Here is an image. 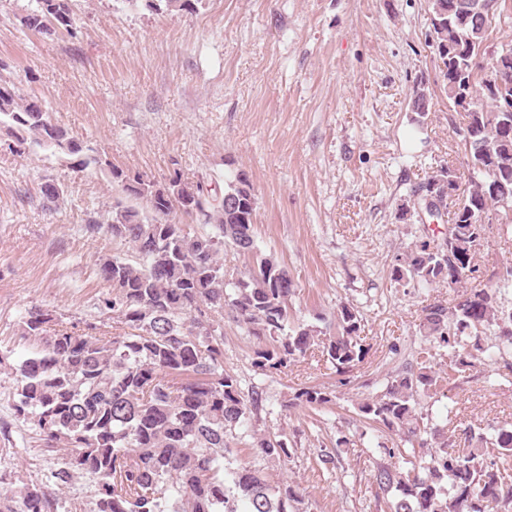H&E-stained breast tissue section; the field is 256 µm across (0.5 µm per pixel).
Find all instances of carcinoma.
<instances>
[{
    "instance_id": "1",
    "label": "carcinoma",
    "mask_w": 512,
    "mask_h": 512,
    "mask_svg": "<svg viewBox=\"0 0 512 512\" xmlns=\"http://www.w3.org/2000/svg\"><path fill=\"white\" fill-rule=\"evenodd\" d=\"M150 9L193 8L194 0H144ZM451 0H430L433 38L453 99L455 78L464 77L476 111L459 128L467 155L463 202L453 212L448 236L437 247L414 244L395 258L396 280L428 288H456L479 272L477 249L485 239V216L512 206V73L498 75L478 38L482 21L448 14ZM27 29L51 36L76 33L72 0H36L21 18ZM21 144L52 151L79 168L106 170L118 196L108 223L83 226L90 237L106 234L130 253L100 260L101 280L111 288L102 309L112 312L116 332L94 322L82 332L33 306L21 321L30 356L16 368L15 417L39 429L48 455L59 447L52 482L25 486L19 500L0 499V512H58L59 492L76 474L94 479L89 512H311L294 488L272 484L257 462L290 458L288 436L258 433L252 420L266 397L245 391L224 368V318L263 343L253 362L264 375L320 353L338 371L363 360L361 319L343 306L335 332L294 320V281L270 256L245 270L224 271V248L255 249L256 196L244 174L224 185L188 182L177 169L162 182L113 167L67 130L52 123L35 98L22 99L0 84V126ZM455 177L442 166L414 193L439 191ZM46 204L64 195L61 185L41 188ZM461 267L448 264V254ZM512 288V271L491 284L465 288L450 306L422 309L420 331L448 348V377L474 366L486 349L479 336L492 332L512 347V310L498 294ZM442 380L422 365L398 372L385 391L365 400L359 412L387 436L419 447L426 459L404 471L390 463L373 479L386 512H512V425L487 434L463 430L467 448L455 449L448 431L421 411L419 398ZM294 400L313 409L332 402L317 388Z\"/></svg>"
}]
</instances>
